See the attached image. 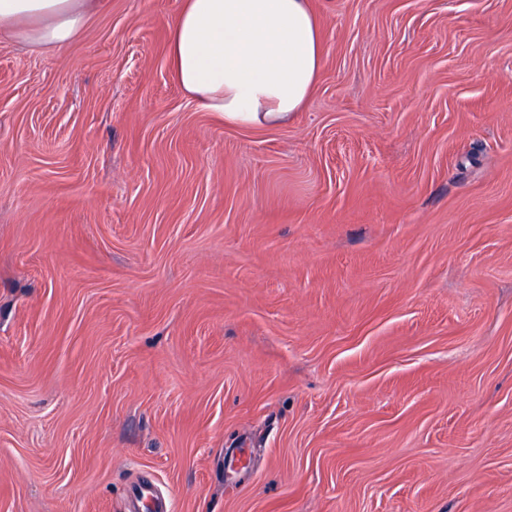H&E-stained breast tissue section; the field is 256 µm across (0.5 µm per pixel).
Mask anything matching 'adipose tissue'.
Instances as JSON below:
<instances>
[{
  "instance_id": "ef3b65f1",
  "label": "adipose tissue",
  "mask_w": 512,
  "mask_h": 512,
  "mask_svg": "<svg viewBox=\"0 0 512 512\" xmlns=\"http://www.w3.org/2000/svg\"><path fill=\"white\" fill-rule=\"evenodd\" d=\"M88 17L86 0H0V34L45 48L69 43ZM168 52L198 107L242 127L287 124L308 100L322 56L306 0H182Z\"/></svg>"
}]
</instances>
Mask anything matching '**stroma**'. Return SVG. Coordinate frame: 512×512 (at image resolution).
Instances as JSON below:
<instances>
[{"instance_id":"stroma-1","label":"stroma","mask_w":512,"mask_h":512,"mask_svg":"<svg viewBox=\"0 0 512 512\" xmlns=\"http://www.w3.org/2000/svg\"><path fill=\"white\" fill-rule=\"evenodd\" d=\"M180 5L0 36V512H512V0H308L264 128ZM131 510L146 512L145 503H152L151 512H166V504L156 496V488L150 482L133 484L129 489Z\"/></svg>"}]
</instances>
